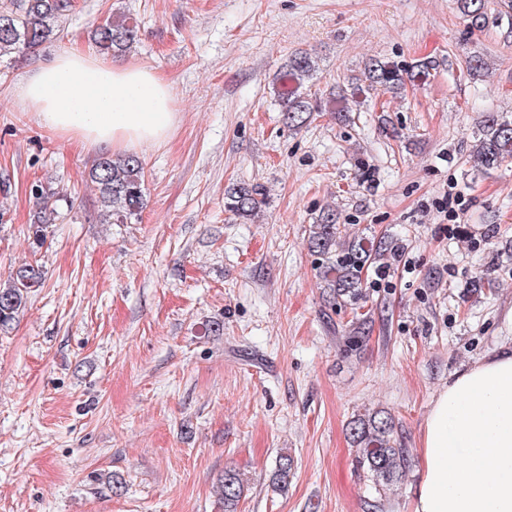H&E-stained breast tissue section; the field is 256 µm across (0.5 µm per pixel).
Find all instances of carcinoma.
<instances>
[{"instance_id": "obj_1", "label": "carcinoma", "mask_w": 512, "mask_h": 512, "mask_svg": "<svg viewBox=\"0 0 512 512\" xmlns=\"http://www.w3.org/2000/svg\"><path fill=\"white\" fill-rule=\"evenodd\" d=\"M457 9L469 27H478L487 18L488 0H456ZM72 7L71 0H5L0 4V60L34 55L61 33L60 21ZM137 21L125 14H112L98 24L92 39L103 54L119 57L131 51L137 42ZM317 60L308 52L291 55L282 65L277 102L288 127L301 128L313 113L336 109V91L319 96L304 88L313 76ZM436 61L426 57L407 68L392 66L377 59L364 68L367 87L380 85L396 89L404 83H425L435 70ZM512 161V121L497 112H485L478 122L474 144L466 163L477 173H488ZM105 220L126 224L144 206L145 174L141 159L104 155L89 174ZM265 189L258 184H236L224 192V212L233 220L250 219L266 205ZM392 242L351 237L341 229L336 210L319 213L310 226L308 249L317 256V271L330 297L341 303L365 298L363 274L372 264L382 261ZM43 285L38 266L24 262L14 268L0 286V331L8 328L25 308L29 295ZM350 439L356 448L359 466L367 471L378 492L393 490L408 465V450L395 438L391 414L376 410L358 416L350 423ZM294 458L281 454L272 474L273 488L288 490ZM244 492V480L233 469L224 471L221 499L224 512H237Z\"/></svg>"}]
</instances>
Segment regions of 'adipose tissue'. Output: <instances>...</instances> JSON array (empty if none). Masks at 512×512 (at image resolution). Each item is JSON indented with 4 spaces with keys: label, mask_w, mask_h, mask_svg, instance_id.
Returning a JSON list of instances; mask_svg holds the SVG:
<instances>
[{
    "label": "adipose tissue",
    "mask_w": 512,
    "mask_h": 512,
    "mask_svg": "<svg viewBox=\"0 0 512 512\" xmlns=\"http://www.w3.org/2000/svg\"><path fill=\"white\" fill-rule=\"evenodd\" d=\"M19 96L45 129L112 154L166 140L178 120L155 69L77 46L33 70ZM420 456L413 512H512V349L450 376L424 422Z\"/></svg>",
    "instance_id": "adipose-tissue-1"
}]
</instances>
